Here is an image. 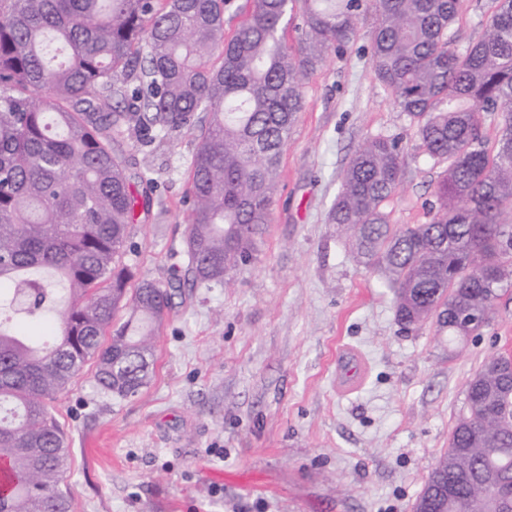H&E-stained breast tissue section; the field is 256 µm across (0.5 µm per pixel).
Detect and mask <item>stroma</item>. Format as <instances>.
Instances as JSON below:
<instances>
[{
  "instance_id": "1",
  "label": "stroma",
  "mask_w": 512,
  "mask_h": 512,
  "mask_svg": "<svg viewBox=\"0 0 512 512\" xmlns=\"http://www.w3.org/2000/svg\"><path fill=\"white\" fill-rule=\"evenodd\" d=\"M493 9V0H460L457 47L482 35ZM305 93L254 262L222 287L185 282L137 395L99 393L91 364L58 395L73 512H413L468 380L487 356H512V289L460 345L433 321L403 330L392 290L327 220L366 139L403 138V180L386 205L392 223H427L446 169L378 83L366 37L329 54ZM123 150L152 183L150 209L130 227V260L164 285L188 266L195 141L174 135L149 152L130 139ZM345 346L371 365L349 396L336 391Z\"/></svg>"
}]
</instances>
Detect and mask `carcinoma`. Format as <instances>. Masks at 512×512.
Masks as SVG:
<instances>
[{
	"mask_svg": "<svg viewBox=\"0 0 512 512\" xmlns=\"http://www.w3.org/2000/svg\"><path fill=\"white\" fill-rule=\"evenodd\" d=\"M494 2L484 34L459 49V0H252L229 36L225 0H0V465L11 474L0 512H72L52 403L88 362L95 388L117 398L149 382L175 286L124 262L128 227L150 204L136 159L117 152L125 135L143 147L195 135L188 274L224 285L269 223L304 81L370 11L378 80L448 166L430 221L392 224L402 140L370 138L328 221L392 288L401 328L434 318L452 345L453 313L490 319L512 282V0ZM499 359L467 384L450 437L464 474L439 460L420 493L428 512H502L487 481L512 473V381L494 371Z\"/></svg>",
	"mask_w": 512,
	"mask_h": 512,
	"instance_id": "cac0c4a2",
	"label": "carcinoma"
}]
</instances>
